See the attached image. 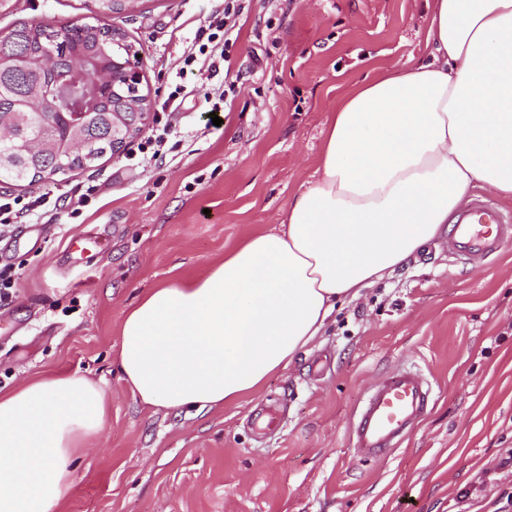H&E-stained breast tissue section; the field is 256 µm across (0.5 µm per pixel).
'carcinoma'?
Instances as JSON below:
<instances>
[{
    "label": "carcinoma",
    "instance_id": "cac0c4a2",
    "mask_svg": "<svg viewBox=\"0 0 512 512\" xmlns=\"http://www.w3.org/2000/svg\"><path fill=\"white\" fill-rule=\"evenodd\" d=\"M98 14L110 17L128 10L131 0H96ZM116 29L100 23V19L65 26L22 24L0 38V127L16 126L19 137L28 140L44 138L50 145L34 154L23 156L20 164L33 181L53 175L55 160L70 163L69 170L94 168L112 153V113L143 111L145 95L134 86L102 84L96 103L75 132L56 115L53 102H43L41 116H28L26 103L31 92L43 85L71 78L70 71L78 64L93 72L112 73L115 63L130 60L132 44L123 40L125 48L113 46ZM54 57V66L41 69L37 60Z\"/></svg>",
    "mask_w": 512,
    "mask_h": 512
}]
</instances>
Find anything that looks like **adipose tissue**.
Listing matches in <instances>:
<instances>
[{
  "label": "adipose tissue",
  "mask_w": 512,
  "mask_h": 512,
  "mask_svg": "<svg viewBox=\"0 0 512 512\" xmlns=\"http://www.w3.org/2000/svg\"><path fill=\"white\" fill-rule=\"evenodd\" d=\"M431 58L337 105L314 177L276 231L149 290L115 364L138 402L203 414L258 392L338 304L394 273L477 187L512 199V0H431ZM107 397L77 372L0 392V512H56Z\"/></svg>",
  "instance_id": "obj_1"
}]
</instances>
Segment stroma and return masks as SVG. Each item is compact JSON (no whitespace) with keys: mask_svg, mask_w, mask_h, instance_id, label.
Wrapping results in <instances>:
<instances>
[{"mask_svg":"<svg viewBox=\"0 0 512 512\" xmlns=\"http://www.w3.org/2000/svg\"><path fill=\"white\" fill-rule=\"evenodd\" d=\"M95 0H13L16 25L91 18ZM214 0H138L115 15L141 54L142 92L159 106L185 87L189 140L142 170L127 152L36 182H0L32 197L95 181L83 223L47 215L41 244L0 237L20 264L0 305V392L80 372L108 400L102 431L81 442L56 512H512V249L481 269L447 253L415 255L343 303L325 332L254 395L192 416L140 405L113 364L125 312L145 292L191 280L248 237L277 229L311 180L338 100L379 69L427 60V0H251L229 75L221 128L204 90L180 73ZM102 233L105 253L77 264L71 238ZM413 365L435 403L383 463L353 458L352 417L381 375Z\"/></svg>","mask_w":512,"mask_h":512,"instance_id":"stroma-1","label":"stroma"}]
</instances>
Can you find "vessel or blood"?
Wrapping results in <instances>:
<instances>
[{"mask_svg":"<svg viewBox=\"0 0 512 512\" xmlns=\"http://www.w3.org/2000/svg\"><path fill=\"white\" fill-rule=\"evenodd\" d=\"M444 246L449 255L482 268L512 247V214L491 200L471 199L449 225ZM431 402V384L416 371L403 368L381 378L354 417L351 441L355 459L389 458L422 421Z\"/></svg>","mask_w":512,"mask_h":512,"instance_id":"1","label":"vessel or blood"}]
</instances>
